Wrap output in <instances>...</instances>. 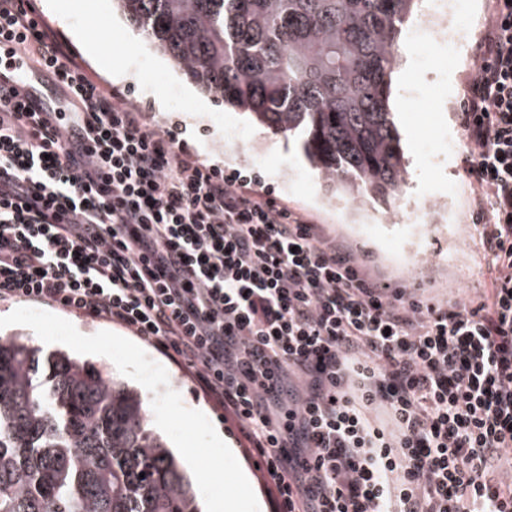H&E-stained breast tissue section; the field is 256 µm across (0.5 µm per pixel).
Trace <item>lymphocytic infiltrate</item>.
Masks as SVG:
<instances>
[{
	"instance_id": "1",
	"label": "lymphocytic infiltrate",
	"mask_w": 512,
	"mask_h": 512,
	"mask_svg": "<svg viewBox=\"0 0 512 512\" xmlns=\"http://www.w3.org/2000/svg\"><path fill=\"white\" fill-rule=\"evenodd\" d=\"M71 106L0 111V301L119 325L189 372L274 512H512V0L462 102L479 297L417 293L258 177L200 161L91 77L35 0L0 40Z\"/></svg>"
}]
</instances>
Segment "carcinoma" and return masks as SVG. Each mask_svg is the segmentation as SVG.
<instances>
[{
    "mask_svg": "<svg viewBox=\"0 0 512 512\" xmlns=\"http://www.w3.org/2000/svg\"><path fill=\"white\" fill-rule=\"evenodd\" d=\"M225 106L299 143L328 191L390 209L407 165L389 107L418 0H112ZM0 336V512H201L141 396Z\"/></svg>",
    "mask_w": 512,
    "mask_h": 512,
    "instance_id": "1",
    "label": "carcinoma"
}]
</instances>
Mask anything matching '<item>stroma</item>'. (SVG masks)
<instances>
[{
    "label": "stroma",
    "instance_id": "obj_1",
    "mask_svg": "<svg viewBox=\"0 0 512 512\" xmlns=\"http://www.w3.org/2000/svg\"><path fill=\"white\" fill-rule=\"evenodd\" d=\"M78 11L55 8L54 0H37L43 19L57 33L90 75L124 89L128 100L147 118L177 128L206 164L256 175L263 186L289 207L329 225L357 249L374 270L417 288H434L460 297L475 296L484 281V261L476 247L472 215L474 193L463 170L459 113L476 66V46L490 16V0H470V35L449 62L441 42L418 45L406 56L393 91L398 129L410 174L403 198L392 213L381 207L357 208L332 198L296 147L283 136L259 128L248 114L224 107L213 94L192 83L169 57L151 48L112 0H82ZM98 43L114 64L102 70L85 50ZM417 88L410 98L408 88ZM446 200L447 211L437 223L420 225L411 240L407 228L418 206ZM165 366L169 385L185 406L201 410L251 477L261 512H272V497L249 449L236 441L233 422L195 388L171 359L152 352Z\"/></svg>",
    "mask_w": 512,
    "mask_h": 512
}]
</instances>
